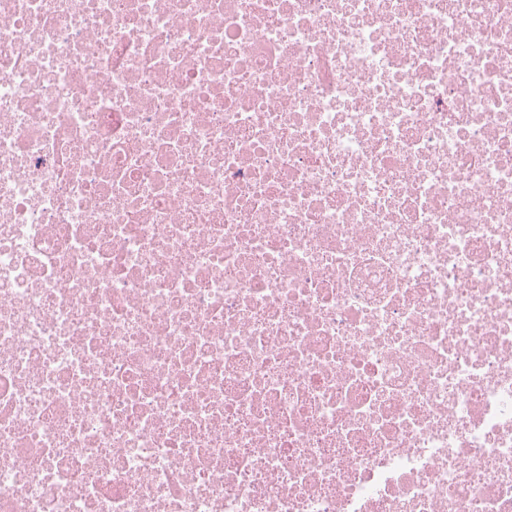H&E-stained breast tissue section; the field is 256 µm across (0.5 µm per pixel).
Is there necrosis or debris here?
Here are the masks:
<instances>
[{"label":"necrosis or debris","instance_id":"4bbe7bcc","mask_svg":"<svg viewBox=\"0 0 512 512\" xmlns=\"http://www.w3.org/2000/svg\"><path fill=\"white\" fill-rule=\"evenodd\" d=\"M0 512H512V0H0Z\"/></svg>","mask_w":512,"mask_h":512}]
</instances>
